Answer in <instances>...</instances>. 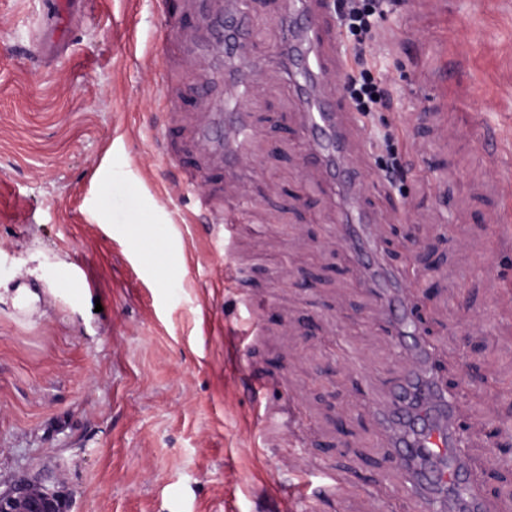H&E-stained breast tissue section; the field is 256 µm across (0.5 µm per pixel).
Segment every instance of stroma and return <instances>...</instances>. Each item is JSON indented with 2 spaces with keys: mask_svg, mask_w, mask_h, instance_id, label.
Returning a JSON list of instances; mask_svg holds the SVG:
<instances>
[{
  "mask_svg": "<svg viewBox=\"0 0 512 512\" xmlns=\"http://www.w3.org/2000/svg\"><path fill=\"white\" fill-rule=\"evenodd\" d=\"M0 0V490L50 475L71 512H283L295 475L281 416L257 423L252 390L296 403L307 457L349 487L311 489V512H415L380 446L367 387L400 370L376 304L353 274L338 189L323 186L288 66L291 0H208L248 15L270 77L236 73L185 0ZM51 26L63 60L39 58ZM383 61L406 175L379 176L367 128L354 139L381 236L418 277L463 452L491 512H512V0H397ZM241 110L250 162L198 153V95ZM243 200L246 237L226 245L181 172ZM415 214L417 223L406 221ZM36 293L18 305L24 290ZM261 336L240 332L245 296ZM367 370L358 377L356 367Z\"/></svg>",
  "mask_w": 512,
  "mask_h": 512,
  "instance_id": "35a3bbf8",
  "label": "stroma"
}]
</instances>
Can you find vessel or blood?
<instances>
[{
	"label": "vessel or blood",
	"instance_id": "vessel-or-blood-1",
	"mask_svg": "<svg viewBox=\"0 0 512 512\" xmlns=\"http://www.w3.org/2000/svg\"><path fill=\"white\" fill-rule=\"evenodd\" d=\"M293 12L306 19L294 63L313 77L329 73L332 28L321 14L319 0H294ZM198 113L201 148L225 145L227 158L239 164L236 143L246 133L244 116L233 117L229 133L220 135L209 108H199ZM302 121L314 152L327 161L344 190L350 218L337 225L336 236L351 249L354 273L378 299L380 318L403 367L385 387L383 397L369 407L383 447L403 472L402 488L418 512H449L456 506L488 512L483 488L471 476L460 450L455 401L436 375L431 349L420 340L414 319L416 296L380 245L377 213L361 205L363 184L358 170L362 162L353 151L357 126L352 114L337 93L324 90L309 103Z\"/></svg>",
	"mask_w": 512,
	"mask_h": 512
}]
</instances>
